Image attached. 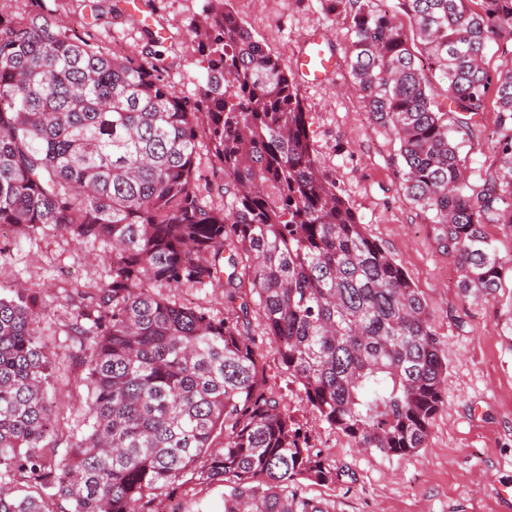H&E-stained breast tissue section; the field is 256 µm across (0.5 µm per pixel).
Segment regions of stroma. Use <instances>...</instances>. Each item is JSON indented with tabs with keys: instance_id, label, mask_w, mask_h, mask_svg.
Masks as SVG:
<instances>
[{
	"instance_id": "stroma-1",
	"label": "stroma",
	"mask_w": 512,
	"mask_h": 512,
	"mask_svg": "<svg viewBox=\"0 0 512 512\" xmlns=\"http://www.w3.org/2000/svg\"><path fill=\"white\" fill-rule=\"evenodd\" d=\"M207 0H43L53 17L73 24L78 36L110 51L144 46L172 61L170 79L179 94L193 96L205 79L196 45L188 35ZM233 11L255 39L296 74V58L307 41L321 36L336 68L316 85L301 83L314 154L335 173L367 234L405 270L427 302L440 348L448 355V389L425 448L388 459L357 448L310 407L285 371L259 316L251 334L261 353L267 385L298 422L314 448L348 470L344 482L308 484L310 497L336 512H502L499 490L512 489V276H504L495 299H464L452 257L437 243L425 214L405 194L398 173L399 144L371 123L362 100L350 89V33L326 0H231ZM495 105L472 129L450 135L464 161L466 183L480 187L497 160ZM110 248L75 244L69 236H26L0 227V293L42 299V337L55 352L48 388L60 422V445L45 449L63 458V444L76 424L87 389L71 359L68 297L108 280Z\"/></svg>"
}]
</instances>
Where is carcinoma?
I'll return each instance as SVG.
<instances>
[{
    "label": "carcinoma",
    "instance_id": "obj_1",
    "mask_svg": "<svg viewBox=\"0 0 512 512\" xmlns=\"http://www.w3.org/2000/svg\"><path fill=\"white\" fill-rule=\"evenodd\" d=\"M0 0V225L112 246L108 282L70 299L88 397L65 464L47 386L52 351L35 295H0V512H155L191 477L222 483V512H335L307 483L348 471L302 438L268 391L249 316L332 428L387 458L426 447L448 358L427 304L321 169L294 76L229 9L209 0L189 35L206 71L177 95L166 58L104 50L25 0ZM329 0L349 21V66L373 124L399 141L407 197L429 215L463 297H495L505 269L486 224L512 229V0ZM446 83L448 109L430 92ZM496 104L499 159L467 192L448 116L464 128ZM224 204L196 178L200 134ZM224 288V316L144 289ZM224 440L215 445V433ZM484 62L485 67L492 74L512 68V44L510 42L503 44L498 40L490 41L487 45Z\"/></svg>",
    "mask_w": 512,
    "mask_h": 512
}]
</instances>
